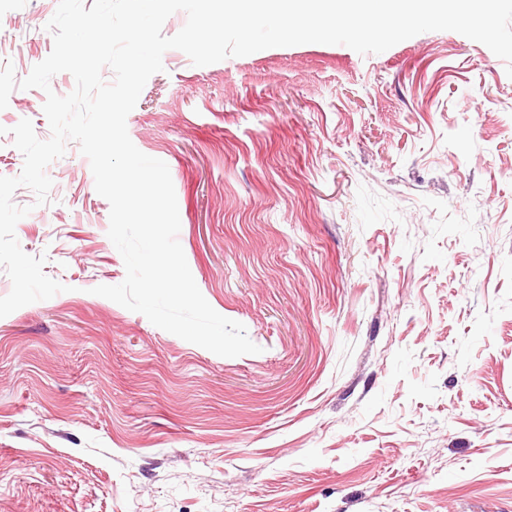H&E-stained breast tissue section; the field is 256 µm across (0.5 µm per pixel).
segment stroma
<instances>
[{
  "instance_id": "obj_1",
  "label": "stroma",
  "mask_w": 512,
  "mask_h": 512,
  "mask_svg": "<svg viewBox=\"0 0 512 512\" xmlns=\"http://www.w3.org/2000/svg\"><path fill=\"white\" fill-rule=\"evenodd\" d=\"M58 0H0V67ZM127 117L164 161L221 357L94 295L125 278L76 142L21 248L67 292L0 318V512H512V78L431 31L379 54L163 55ZM46 91L0 110L50 136Z\"/></svg>"
}]
</instances>
